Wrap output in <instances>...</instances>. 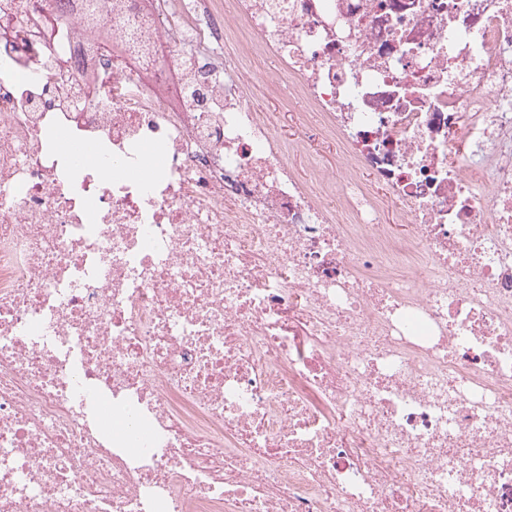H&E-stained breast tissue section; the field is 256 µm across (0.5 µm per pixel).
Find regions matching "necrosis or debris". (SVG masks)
I'll list each match as a JSON object with an SVG mask.
<instances>
[{"instance_id": "necrosis-or-debris-1", "label": "necrosis or debris", "mask_w": 512, "mask_h": 512, "mask_svg": "<svg viewBox=\"0 0 512 512\" xmlns=\"http://www.w3.org/2000/svg\"><path fill=\"white\" fill-rule=\"evenodd\" d=\"M101 2L0 0V512H512V0ZM262 107L266 112H272L275 114L278 129L283 135L288 134V137H291V135L297 131V115L295 112H300V110L297 107L289 106L285 97H268L264 99Z\"/></svg>"}]
</instances>
